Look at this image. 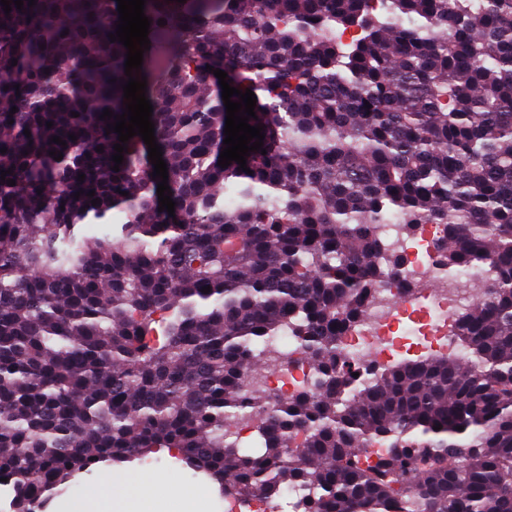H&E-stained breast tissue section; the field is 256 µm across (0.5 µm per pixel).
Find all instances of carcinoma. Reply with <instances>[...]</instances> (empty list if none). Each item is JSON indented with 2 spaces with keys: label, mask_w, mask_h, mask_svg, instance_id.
I'll list each match as a JSON object with an SVG mask.
<instances>
[{
  "label": "carcinoma",
  "mask_w": 512,
  "mask_h": 512,
  "mask_svg": "<svg viewBox=\"0 0 512 512\" xmlns=\"http://www.w3.org/2000/svg\"><path fill=\"white\" fill-rule=\"evenodd\" d=\"M369 2L146 0L154 59L132 76L146 77L172 216L140 136L112 170L101 114L124 113L128 80L109 38L117 0L0 4V478L14 512L165 448L226 497L301 489L303 512H512V0ZM216 69L257 99L266 154L248 173L218 165ZM396 216L410 237L444 228L448 274L493 271L454 322L466 364L343 356L406 262L381 235ZM286 331L315 370L289 395L258 371L278 367L266 346ZM240 425L263 453H240Z\"/></svg>",
  "instance_id": "carcinoma-1"
}]
</instances>
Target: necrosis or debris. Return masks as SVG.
<instances>
[{
	"instance_id": "1",
	"label": "necrosis or debris",
	"mask_w": 512,
	"mask_h": 512,
	"mask_svg": "<svg viewBox=\"0 0 512 512\" xmlns=\"http://www.w3.org/2000/svg\"><path fill=\"white\" fill-rule=\"evenodd\" d=\"M440 238L437 226L426 224L414 238L403 240L408 253L404 274L415 289L400 298L393 284L382 285L368 313L344 338L352 364H363L369 356L381 364L391 363L409 353L406 339L411 335L423 337L433 351L466 359L451 324L481 293L487 274L475 269L463 278L449 276L436 248Z\"/></svg>"
}]
</instances>
